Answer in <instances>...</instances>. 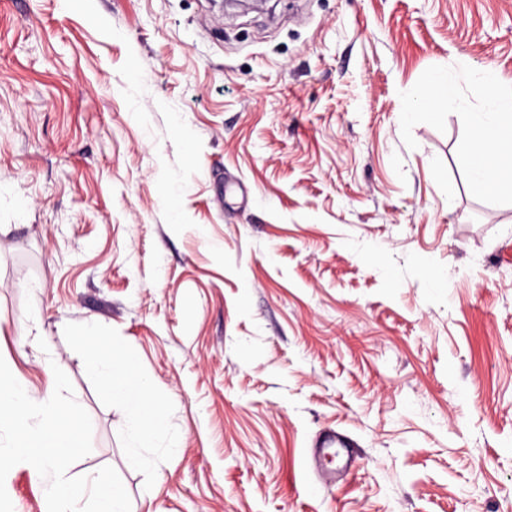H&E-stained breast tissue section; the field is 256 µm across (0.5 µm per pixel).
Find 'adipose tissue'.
<instances>
[{"instance_id": "adipose-tissue-1", "label": "adipose tissue", "mask_w": 512, "mask_h": 512, "mask_svg": "<svg viewBox=\"0 0 512 512\" xmlns=\"http://www.w3.org/2000/svg\"><path fill=\"white\" fill-rule=\"evenodd\" d=\"M487 98L466 112L464 149L467 187L477 197L512 195V90L504 89L492 67L477 73ZM110 372L113 399L129 411L140 444H148L160 415L152 380L142 371L136 352L114 345L96 354Z\"/></svg>"}]
</instances>
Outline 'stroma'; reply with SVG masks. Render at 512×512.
Segmentation results:
<instances>
[{
  "mask_svg": "<svg viewBox=\"0 0 512 512\" xmlns=\"http://www.w3.org/2000/svg\"><path fill=\"white\" fill-rule=\"evenodd\" d=\"M484 66L512 90V0H0V357L70 379L68 477L113 467L131 512H512V196L462 160ZM83 320L154 382L144 466ZM47 485L14 466V512ZM420 103L435 111L441 104L459 100L457 88L448 72L434 71L427 74L421 82Z\"/></svg>",
  "mask_w": 512,
  "mask_h": 512,
  "instance_id": "1",
  "label": "stroma"
}]
</instances>
